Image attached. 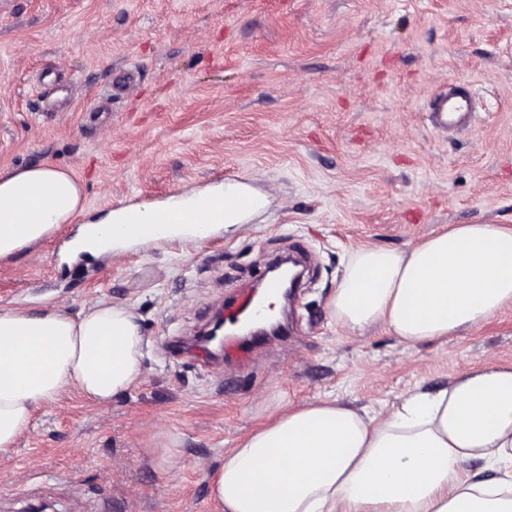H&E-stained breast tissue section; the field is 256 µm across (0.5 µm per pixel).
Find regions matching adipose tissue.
I'll return each instance as SVG.
<instances>
[{"mask_svg":"<svg viewBox=\"0 0 512 512\" xmlns=\"http://www.w3.org/2000/svg\"><path fill=\"white\" fill-rule=\"evenodd\" d=\"M267 198L248 185L190 189L159 206L109 211L84 224L76 251L93 256L159 241L198 240L243 218L224 197ZM82 187L43 163L0 172V259L49 238L81 210ZM192 212L194 221L182 218ZM512 301V229L459 224L406 252L362 247L330 299L337 323L384 324L413 346L451 340ZM148 344L126 306L100 301L78 315L58 308L0 312V453L35 411L76 386L105 406L143 379ZM484 460L494 482L464 465ZM224 512H512V367L485 359L446 387L417 390L372 417L335 400L279 415L208 473Z\"/></svg>","mask_w":512,"mask_h":512,"instance_id":"ef3b65f1","label":"adipose tissue"}]
</instances>
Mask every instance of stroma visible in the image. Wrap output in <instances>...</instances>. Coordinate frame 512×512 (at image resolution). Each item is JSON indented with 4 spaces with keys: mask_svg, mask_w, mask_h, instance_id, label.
Returning <instances> with one entry per match:
<instances>
[{
    "mask_svg": "<svg viewBox=\"0 0 512 512\" xmlns=\"http://www.w3.org/2000/svg\"><path fill=\"white\" fill-rule=\"evenodd\" d=\"M451 80L477 95L466 133L425 112ZM42 163L80 180L83 209L0 260V309L122 303L150 345L108 406L71 389L35 412L0 456V512H220L207 472L277 407L376 408L512 364V302L414 348L329 308L358 248L512 228V0H0V171ZM234 182L268 198L236 231L70 252L109 211ZM287 253L307 272L285 334L204 365L188 339Z\"/></svg>",
    "mask_w": 512,
    "mask_h": 512,
    "instance_id": "obj_1",
    "label": "stroma"
}]
</instances>
